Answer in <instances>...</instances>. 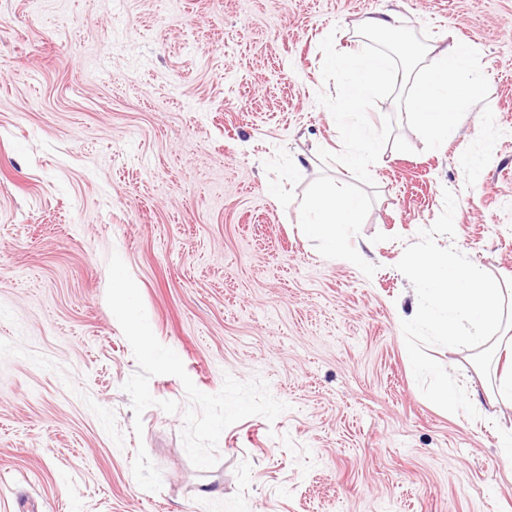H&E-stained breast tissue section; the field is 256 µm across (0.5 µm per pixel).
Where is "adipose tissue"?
I'll return each instance as SVG.
<instances>
[{
    "label": "adipose tissue",
    "mask_w": 512,
    "mask_h": 512,
    "mask_svg": "<svg viewBox=\"0 0 512 512\" xmlns=\"http://www.w3.org/2000/svg\"><path fill=\"white\" fill-rule=\"evenodd\" d=\"M355 215L356 204L352 198L340 194L335 187L324 186L310 196L306 222L310 230L322 238L331 255L360 262L364 259L362 249L347 244L346 228L353 223Z\"/></svg>",
    "instance_id": "adipose-tissue-1"
}]
</instances>
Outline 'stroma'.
Masks as SVG:
<instances>
[{
	"instance_id": "1",
	"label": "stroma",
	"mask_w": 512,
	"mask_h": 512,
	"mask_svg": "<svg viewBox=\"0 0 512 512\" xmlns=\"http://www.w3.org/2000/svg\"><path fill=\"white\" fill-rule=\"evenodd\" d=\"M384 11L479 52L503 135L473 186L478 105L430 151L397 118L373 186L320 160L342 143L319 43L359 51ZM323 180L360 203L364 263L301 226ZM447 190L438 244L512 278V0H0V512H512V401L475 420L432 404L401 329L417 294L396 265ZM114 253L200 391L258 376L288 405L225 429L210 469L185 451L175 376L149 388L180 412L149 407L133 432ZM428 353L470 393L506 360L488 379L470 349ZM141 446L159 491L134 479Z\"/></svg>"
}]
</instances>
